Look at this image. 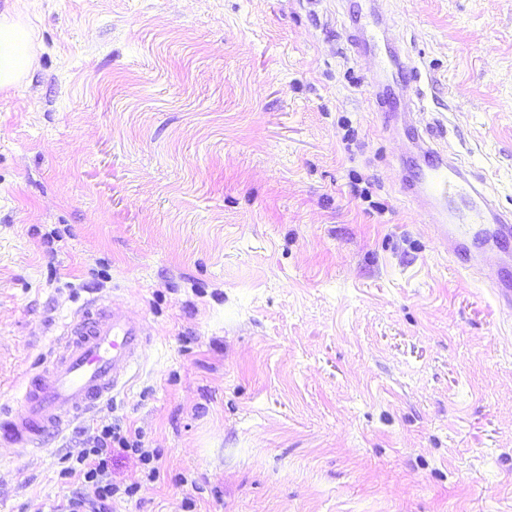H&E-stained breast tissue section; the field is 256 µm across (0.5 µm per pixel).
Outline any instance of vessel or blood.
<instances>
[{
  "label": "vessel or blood",
  "mask_w": 512,
  "mask_h": 512,
  "mask_svg": "<svg viewBox=\"0 0 512 512\" xmlns=\"http://www.w3.org/2000/svg\"><path fill=\"white\" fill-rule=\"evenodd\" d=\"M370 15V36L362 44L375 51L376 72L396 82L403 111H415L421 72L386 41L381 29L385 11L378 0ZM418 149L429 162L418 176L416 198L446 249L459 253L467 251L471 239L512 238V212L500 207L483 180L467 171L455 154L426 140H419ZM145 334L139 318L108 310L98 301L80 308L65 323L51 356L26 374L22 414L0 410V450L21 456L61 437L75 421L90 419L128 382L142 355Z\"/></svg>",
  "instance_id": "obj_1"
}]
</instances>
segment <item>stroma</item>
<instances>
[{"instance_id": "1", "label": "stroma", "mask_w": 512, "mask_h": 512, "mask_svg": "<svg viewBox=\"0 0 512 512\" xmlns=\"http://www.w3.org/2000/svg\"><path fill=\"white\" fill-rule=\"evenodd\" d=\"M423 122L512 209V0H386ZM39 65L0 93V406L86 302L141 317L132 378L0 512H53L117 425L160 476L117 512H512V310L405 189L362 0H0Z\"/></svg>"}]
</instances>
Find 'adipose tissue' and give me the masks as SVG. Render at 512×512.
I'll return each mask as SVG.
<instances>
[{"instance_id":"ef3b65f1","label":"adipose tissue","mask_w":512,"mask_h":512,"mask_svg":"<svg viewBox=\"0 0 512 512\" xmlns=\"http://www.w3.org/2000/svg\"><path fill=\"white\" fill-rule=\"evenodd\" d=\"M36 64L32 29L11 14H1L0 92L21 86Z\"/></svg>"}]
</instances>
